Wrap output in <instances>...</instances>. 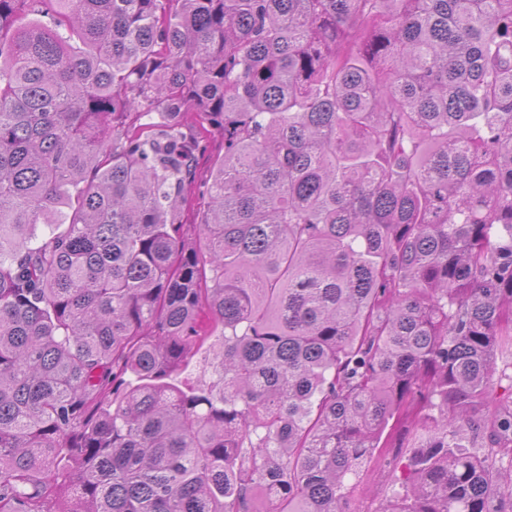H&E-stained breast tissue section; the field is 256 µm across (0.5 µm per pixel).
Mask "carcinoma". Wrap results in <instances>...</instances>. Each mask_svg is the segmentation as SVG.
I'll use <instances>...</instances> for the list:
<instances>
[{"instance_id":"carcinoma-1","label":"carcinoma","mask_w":512,"mask_h":512,"mask_svg":"<svg viewBox=\"0 0 512 512\" xmlns=\"http://www.w3.org/2000/svg\"><path fill=\"white\" fill-rule=\"evenodd\" d=\"M510 337L512 0H0V512H506ZM221 350V336L211 337L194 354L187 366L172 373L167 381L183 390H186V388H207L215 379L212 369L213 358ZM497 371L491 387V397L498 401L510 396L512 384V344L503 346L496 359ZM466 439L464 444L468 447L470 452L479 455H485L489 458L490 462L499 470L512 471V454L502 448H487L485 447L484 439L481 434L478 435L472 430L465 432ZM394 474L386 467H376L364 477L361 487L365 495L357 496L352 503V508L357 512H374L379 501L391 494L394 484Z\"/></svg>"}]
</instances>
